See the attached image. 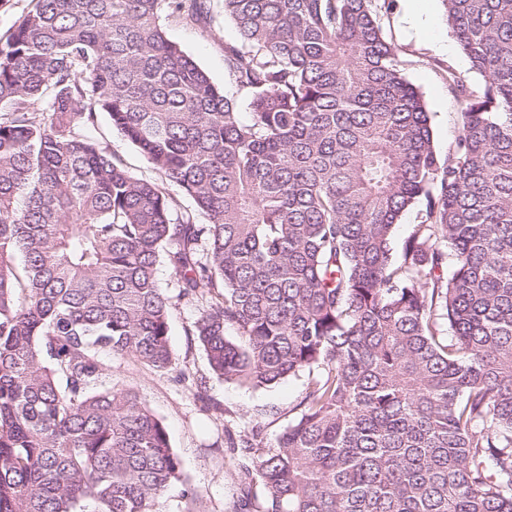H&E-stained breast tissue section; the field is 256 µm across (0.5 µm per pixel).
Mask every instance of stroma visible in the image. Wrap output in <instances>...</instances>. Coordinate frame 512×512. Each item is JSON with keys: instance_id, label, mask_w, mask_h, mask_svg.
<instances>
[{"instance_id": "1", "label": "stroma", "mask_w": 512, "mask_h": 512, "mask_svg": "<svg viewBox=\"0 0 512 512\" xmlns=\"http://www.w3.org/2000/svg\"><path fill=\"white\" fill-rule=\"evenodd\" d=\"M432 21L421 25L409 18L407 0H392L391 10L383 15L386 37L399 49L404 73L422 94L429 112L435 146L447 153L458 129L460 103L448 91L447 68H454L465 81L481 86L484 78L473 70L461 52L448 26L442 0H426ZM213 20L207 28L189 25L167 17L164 29L204 69L220 87L226 86L224 45L234 41L236 29L224 14L222 0H213ZM94 134L112 155L133 175L161 182L139 150L113 129L106 113H98ZM157 279L171 299L170 344L178 370L189 372L191 381H178L175 372L155 373L120 354L106 357L103 385L135 391L145 400L167 428L170 444L178 454L183 470L197 489L195 512H237L242 495L260 503L264 489L253 483L243 491L239 461L226 446L224 417L237 421L235 438L249 436L253 425H260L265 439L281 433L297 412L306 388L307 375L299 373L277 385L252 389L233 381L218 379L211 371L202 347L192 334L199 315L196 303L179 298L178 278L166 262H158Z\"/></svg>"}]
</instances>
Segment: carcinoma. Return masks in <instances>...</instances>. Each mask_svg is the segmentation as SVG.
<instances>
[{
	"instance_id": "1",
	"label": "carcinoma",
	"mask_w": 512,
	"mask_h": 512,
	"mask_svg": "<svg viewBox=\"0 0 512 512\" xmlns=\"http://www.w3.org/2000/svg\"><path fill=\"white\" fill-rule=\"evenodd\" d=\"M32 2L0 35V512L198 499L163 422L100 383L110 354L177 367L161 257L216 376L308 372L272 441L228 437L257 512H512V0H442L485 78L446 69L444 156L389 0H223L247 123L164 30L211 0ZM98 109L164 183L90 135ZM419 212L420 206L415 205L404 214L401 223L396 226L392 237V248L394 256L397 257L399 255L402 244L411 231L412 224H416L418 222L417 215Z\"/></svg>"
}]
</instances>
